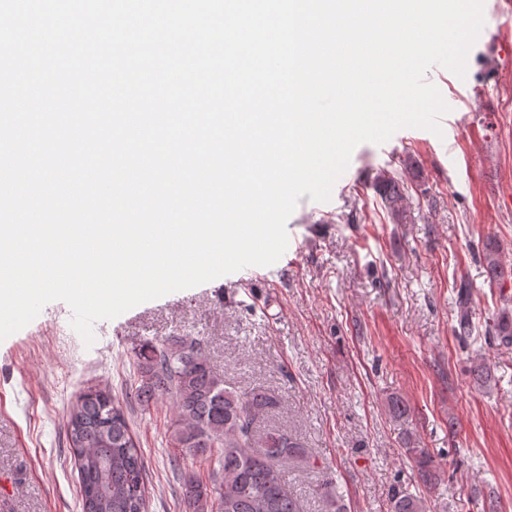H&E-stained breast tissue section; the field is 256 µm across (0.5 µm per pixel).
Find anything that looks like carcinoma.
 Instances as JSON below:
<instances>
[{"mask_svg":"<svg viewBox=\"0 0 512 512\" xmlns=\"http://www.w3.org/2000/svg\"><path fill=\"white\" fill-rule=\"evenodd\" d=\"M376 188L393 223L406 220L403 185L386 173L377 175ZM489 281L512 278L499 257V246L484 243ZM470 286L458 292L455 334L467 340L472 332ZM485 338L512 344V315L503 312L486 324ZM137 379L132 385L143 405L160 399L173 402L175 447L183 459L179 472L187 512H300L288 491L287 473L310 462L309 452L285 428L260 430L257 419L279 405L270 392L240 390L226 384L210 365L197 336L151 339L136 352ZM66 435L79 474L82 512H146L147 487L143 451L134 436L127 407L104 388H90L72 402L66 413ZM418 454L419 475L432 481V459ZM210 458L214 467L205 483L184 466V460ZM318 494L323 512H347L333 479L322 480ZM391 512H426L422 498L392 490Z\"/></svg>","mask_w":512,"mask_h":512,"instance_id":"obj_1","label":"carcinoma"}]
</instances>
